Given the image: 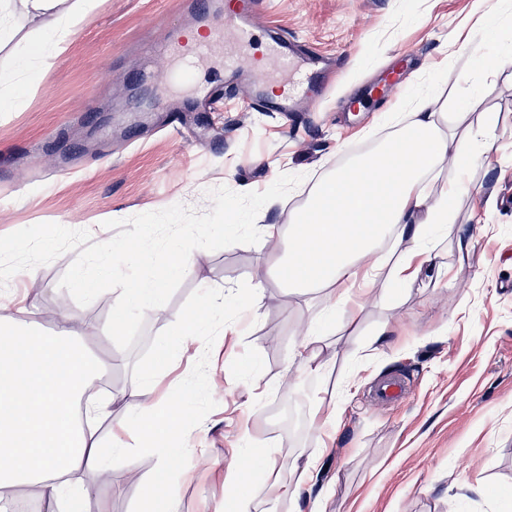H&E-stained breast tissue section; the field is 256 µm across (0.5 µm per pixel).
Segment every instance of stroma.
I'll return each mask as SVG.
<instances>
[{"instance_id":"1","label":"stroma","mask_w":512,"mask_h":512,"mask_svg":"<svg viewBox=\"0 0 512 512\" xmlns=\"http://www.w3.org/2000/svg\"><path fill=\"white\" fill-rule=\"evenodd\" d=\"M498 0H271L268 28L310 41L338 56L334 92L297 115L261 111L243 101L224 107L213 144L193 145L163 128L170 103L156 82H143L139 46L166 38L222 12L186 0H98L76 27L67 51L33 84L20 85L21 109L0 111V264L32 269L39 292L31 306L39 332L66 317L72 336L92 353L115 358L100 383L114 394L112 414L99 424L102 439L128 410L119 393L153 369L162 348L171 358L152 397L179 398L192 389L193 430L182 470L170 477L178 512H225L224 473L236 464L241 436L254 447L276 449L275 471L292 479V462L319 448L310 418L316 401L336 403L323 466L304 505L321 512H512V167L466 176L449 237L473 236L468 252L439 250L434 264L450 267L453 282L422 275L406 290L371 297L356 331L328 324L329 356L336 370L306 373L284 390L287 358L316 299L286 293L268 278L269 248L237 244L196 252L192 270L161 313L145 320L130 351L107 335L119 293L107 291L86 306L59 288L78 253L114 232L105 221L127 219L181 204L212 207L210 189L262 191L279 175L320 178L373 149L397 101L435 90L454 96L471 118L498 115L497 147L512 148V61L495 82L474 80V50L456 45L480 13ZM410 62L397 100L347 111L365 95L367 77L398 58ZM69 162L61 179H43L35 159ZM494 208H486V198ZM47 236L45 249L29 242ZM266 276L256 319L243 334H222L226 309L210 314V331L187 349L172 337L175 322L201 297L247 288ZM397 332L378 349L371 334L383 321ZM355 386L337 395L336 383ZM403 378L406 399L378 403L384 380ZM105 473L82 477L92 490L84 512H141L156 455L132 448L108 459ZM67 501L13 487L0 512H69Z\"/></svg>"}]
</instances>
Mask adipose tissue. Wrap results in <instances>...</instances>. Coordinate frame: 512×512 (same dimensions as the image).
<instances>
[{
    "mask_svg": "<svg viewBox=\"0 0 512 512\" xmlns=\"http://www.w3.org/2000/svg\"><path fill=\"white\" fill-rule=\"evenodd\" d=\"M93 7V0H0V47L15 40L10 20L18 14L37 23L42 33L30 60L59 53ZM397 126L374 153L317 182L293 210L288 226L265 221L267 211L281 202L276 192L247 214L248 224L270 248L271 269L282 287L294 296H319V314L288 354L296 372L327 369V360L317 352L326 323L340 314L354 325L360 297L377 289L387 295L406 288L427 267L436 278L450 275V268L432 267L431 261L448 238L449 224L457 220L463 187L442 173L450 165L465 172L476 167L490 171L500 163L493 151L495 113H482L471 123L466 113H449L447 104L426 94L404 107ZM264 288L259 277L248 289L202 297L199 312L176 321L177 339L207 335L206 312L218 302L258 310ZM0 307L5 310L0 316V487L34 483L50 499L64 497L80 507L91 490L79 483V473L105 468L107 450L127 448L123 434L128 431L138 448L158 458L150 486L153 512H176L169 476L183 454L172 441L190 433L191 395L163 403L147 398L169 362L168 352H161L157 369L145 373L130 392L132 408L106 449L91 424L111 411L89 390L107 371V362L81 347L66 325L50 334L37 332L24 298H10ZM239 455L247 467H229L224 484L234 512H251L250 474L271 472L274 463L267 448H244Z\"/></svg>",
    "mask_w": 512,
    "mask_h": 512,
    "instance_id": "obj_1",
    "label": "adipose tissue"
}]
</instances>
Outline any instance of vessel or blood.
I'll use <instances>...</instances> for the list:
<instances>
[{"instance_id":"b4317fda","label":"vessel or blood","mask_w":512,"mask_h":512,"mask_svg":"<svg viewBox=\"0 0 512 512\" xmlns=\"http://www.w3.org/2000/svg\"><path fill=\"white\" fill-rule=\"evenodd\" d=\"M266 7V0H231L220 23L206 33L185 30L157 45V52L168 64L164 91L184 86L191 89L186 101L168 116L172 134L186 138L187 113L217 110L224 102L225 90L242 85L249 88L248 103L259 105L266 112H295L303 106H314L322 98L329 59L317 48L270 31L266 34L263 57L248 54L247 48L257 37L258 22ZM219 44L224 47L223 84L196 82L197 65L208 59ZM405 80L402 68H386L372 84L368 100L353 104V111H366L369 100L389 98Z\"/></svg>"}]
</instances>
